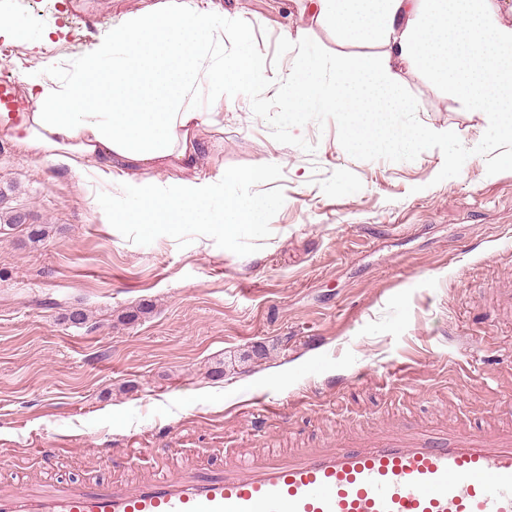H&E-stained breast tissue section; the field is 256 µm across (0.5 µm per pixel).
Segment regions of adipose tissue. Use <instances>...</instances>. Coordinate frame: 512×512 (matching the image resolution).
<instances>
[{"label": "adipose tissue", "instance_id": "adipose-tissue-1", "mask_svg": "<svg viewBox=\"0 0 512 512\" xmlns=\"http://www.w3.org/2000/svg\"><path fill=\"white\" fill-rule=\"evenodd\" d=\"M309 13L349 50L284 72L248 46L226 60L224 27L244 32L250 23L216 0L202 8L168 0L124 14L65 84L19 75L33 109L1 122L0 137L77 175L118 182L131 203L113 211V223L168 231L208 224L226 236L265 224L268 204L228 198L217 212L218 183L185 177L197 161L202 114L191 102L201 81L217 90L263 82L282 95L287 117L338 112L350 148L407 154L430 136L410 120L418 105L398 91L397 68L407 65L512 139V27L496 20L491 0H309ZM159 165L183 175L159 181Z\"/></svg>", "mask_w": 512, "mask_h": 512}]
</instances>
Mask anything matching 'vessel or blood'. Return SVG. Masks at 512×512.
<instances>
[{
  "instance_id": "obj_1",
  "label": "vessel or blood",
  "mask_w": 512,
  "mask_h": 512,
  "mask_svg": "<svg viewBox=\"0 0 512 512\" xmlns=\"http://www.w3.org/2000/svg\"><path fill=\"white\" fill-rule=\"evenodd\" d=\"M0 512H512V434L382 430L285 457L243 452L219 472L0 490Z\"/></svg>"
}]
</instances>
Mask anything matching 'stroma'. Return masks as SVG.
Masks as SVG:
<instances>
[{
	"mask_svg": "<svg viewBox=\"0 0 512 512\" xmlns=\"http://www.w3.org/2000/svg\"><path fill=\"white\" fill-rule=\"evenodd\" d=\"M0 0L49 41L0 36V69L63 80L149 0ZM274 70L345 52L307 0H222ZM307 36L283 50L284 29ZM430 131L416 153L354 152L338 113L291 121L263 83L214 93L190 174L226 198L274 200L262 228L158 235L116 224L119 185L0 139V213L47 227L0 233V486L35 477L120 482L164 463L216 469L242 448H322L348 435L512 429V140L485 113L403 69ZM272 164L268 181L229 174ZM150 314L121 322L140 304ZM85 309L89 320L66 316ZM222 366L224 375L209 376ZM283 379L266 384L267 375ZM142 449L133 466L127 449Z\"/></svg>",
	"mask_w": 512,
	"mask_h": 512,
	"instance_id": "stroma-1",
	"label": "stroma"
}]
</instances>
